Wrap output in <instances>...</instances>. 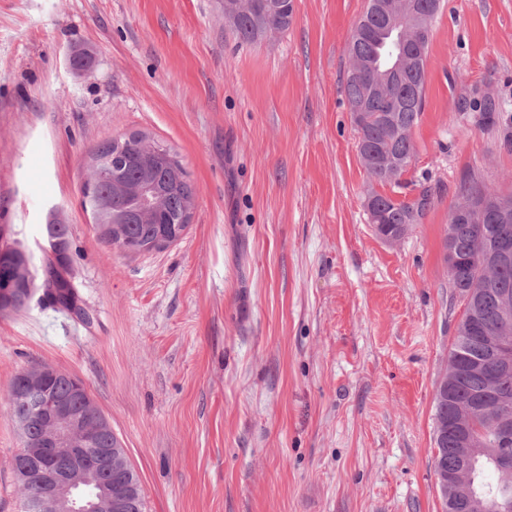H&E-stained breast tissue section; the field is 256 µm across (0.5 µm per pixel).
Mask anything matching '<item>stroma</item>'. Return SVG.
Listing matches in <instances>:
<instances>
[{"mask_svg":"<svg viewBox=\"0 0 512 512\" xmlns=\"http://www.w3.org/2000/svg\"><path fill=\"white\" fill-rule=\"evenodd\" d=\"M365 8L294 0L242 44L218 0H0V242L41 261L56 210L94 316L0 313V512L21 501L10 385L37 365L84 384L147 512H444L433 415L465 302L443 232L469 177L512 193V0L442 2L416 153L382 188L434 205L394 243L343 90ZM135 131L197 195L179 241L129 254L80 198L96 148Z\"/></svg>","mask_w":512,"mask_h":512,"instance_id":"obj_1","label":"stroma"}]
</instances>
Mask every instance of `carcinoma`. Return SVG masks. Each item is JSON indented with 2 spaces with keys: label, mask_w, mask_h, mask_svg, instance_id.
Returning a JSON list of instances; mask_svg holds the SVG:
<instances>
[{
  "label": "carcinoma",
  "mask_w": 512,
  "mask_h": 512,
  "mask_svg": "<svg viewBox=\"0 0 512 512\" xmlns=\"http://www.w3.org/2000/svg\"><path fill=\"white\" fill-rule=\"evenodd\" d=\"M264 0H255L252 7L240 13L230 26L240 43L253 44L272 32H283L293 20V3L280 13L263 11ZM442 0H367L366 9L357 23L358 31L351 33L348 46L350 61L360 60L363 66L346 72L344 90L350 104L363 105L364 119L356 126L359 134V158L371 182L400 185L399 178L410 167L415 146L412 139L424 111L426 61L432 37V21L441 8ZM401 12L416 28V35L406 40L403 53L409 64L398 78L381 86L378 67L384 62L381 35L387 13ZM126 166L123 179L127 182L151 181L164 197V207L149 222L136 214V203L113 189L107 182L97 185V191L112 198V213L116 218L126 214L129 224H114L107 228L96 225L102 238L129 253H145L168 247L158 242L162 233L180 240L188 225L180 223L186 205L194 204L196 189L187 178L181 161L168 152H162L147 162L143 158L142 142L125 141ZM379 215L377 230L384 236L404 237L410 226L421 222L433 199L426 191L411 199H394L373 192ZM512 204L511 195H498L481 182L465 181L448 213L444 230V261L448 269V283L465 301L448 356V385L444 399L435 403L434 419L448 420V424L468 415L472 400L485 402L482 413L473 419L478 439L491 443L480 461L475 464L471 479L473 488L486 498L487 508H493V499H501L502 492L512 497V470L497 469L490 459L501 454L512 457L511 447L492 445L496 440L489 421L497 415L500 405L512 409V369L504 370L487 360V341L483 330L495 327L512 337V317H505V308L512 306V259L492 263V254L499 241L508 239L512 246V220L498 222L493 215L481 209L483 199ZM35 271L43 280L46 293L52 297L50 306L81 318L82 308L71 306L73 285L70 264L53 255H45ZM468 361H481L480 373L460 369ZM78 418L96 424L95 446L82 453L92 455L98 448H116L127 455L106 418L87 397L76 403ZM440 450L437 471L448 472L459 466V444L451 430L435 435ZM493 471L494 483L484 481L483 475ZM121 480L130 485L129 506L126 512H145L146 504L139 475L126 464L122 473L112 476V483Z\"/></svg>",
  "instance_id": "1"
}]
</instances>
